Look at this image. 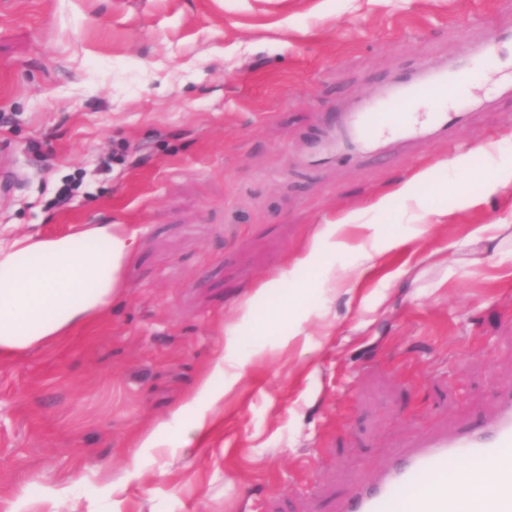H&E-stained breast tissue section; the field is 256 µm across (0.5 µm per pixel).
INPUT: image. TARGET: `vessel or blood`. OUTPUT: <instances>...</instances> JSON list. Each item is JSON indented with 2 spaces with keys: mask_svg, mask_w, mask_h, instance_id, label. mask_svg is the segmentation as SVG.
<instances>
[{
  "mask_svg": "<svg viewBox=\"0 0 512 512\" xmlns=\"http://www.w3.org/2000/svg\"><path fill=\"white\" fill-rule=\"evenodd\" d=\"M504 38V33L497 32L481 42L464 44L459 58L448 65L421 67L393 81L384 92L363 99L356 109L345 113L341 123L321 131L308 163H357L383 151L390 139L410 145L447 136L469 115L472 102L467 89L475 76L476 61L492 57ZM450 85L458 91L452 108L441 96L442 89ZM420 98L430 101L427 122L422 126L414 124L409 114ZM505 448H512V393L499 397L494 414L483 424L462 427L451 435L428 436L395 453L374 482L353 487L345 512H391L399 491L419 487L426 477L447 474L449 462H491ZM412 512H456V503L444 492L422 495L414 500ZM472 512H512V467L496 468L490 493L474 500Z\"/></svg>",
  "mask_w": 512,
  "mask_h": 512,
  "instance_id": "b4317fda",
  "label": "vessel or blood"
}]
</instances>
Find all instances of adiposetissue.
<instances>
[{
  "label": "adipose tissue",
  "mask_w": 512,
  "mask_h": 512,
  "mask_svg": "<svg viewBox=\"0 0 512 512\" xmlns=\"http://www.w3.org/2000/svg\"><path fill=\"white\" fill-rule=\"evenodd\" d=\"M137 243L122 224H90L58 237L30 235L0 245V359L43 346L97 321L122 286V273ZM238 352L228 336L216 360L187 397L182 411L205 433V414L224 395V362Z\"/></svg>",
  "instance_id": "adipose-tissue-1"
}]
</instances>
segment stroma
<instances>
[{"label": "stroma", "mask_w": 512, "mask_h": 512, "mask_svg": "<svg viewBox=\"0 0 512 512\" xmlns=\"http://www.w3.org/2000/svg\"><path fill=\"white\" fill-rule=\"evenodd\" d=\"M495 27L512 0H0V242L137 234L97 324L0 360V512H338L405 445L488 415L512 391V237L467 240L512 225V39L451 139L304 158L330 116ZM349 213L324 253L345 278L299 270ZM287 273L300 289L255 298ZM230 334L201 438L178 410Z\"/></svg>", "instance_id": "obj_1"}]
</instances>
